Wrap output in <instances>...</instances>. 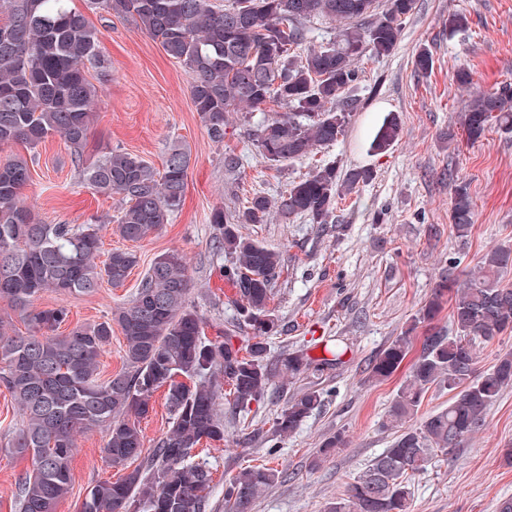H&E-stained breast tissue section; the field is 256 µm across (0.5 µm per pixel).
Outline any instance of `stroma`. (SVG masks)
I'll return each mask as SVG.
<instances>
[{
	"label": "stroma",
	"instance_id": "stroma-1",
	"mask_svg": "<svg viewBox=\"0 0 512 512\" xmlns=\"http://www.w3.org/2000/svg\"><path fill=\"white\" fill-rule=\"evenodd\" d=\"M457 13L467 17L469 29L453 35L448 17ZM90 20L112 70L101 83L87 156L118 147L159 169L170 144L178 141L190 150V166L184 204L170 224L131 244L105 227L117 213L118 197L79 180L62 140L38 147V162L23 191L25 204L47 224L103 225L104 250L130 248L139 260L123 285L38 299L41 308L66 306L70 325L102 321L130 302L153 259L176 250L186 257L192 279L189 306L205 318L208 336L223 335L239 315L236 290L224 279L226 258L213 247L211 211L237 208L256 193L277 199L289 182L324 162L343 173H370L339 200L335 223L320 226L298 216L244 226V234L285 259L271 301L280 324L270 343L272 354L337 337L350 347L348 362L332 375L323 406L275 452L254 439L272 426L282 404L274 396L245 415L224 406V440L201 455L213 473L207 512H224L225 482L260 464L285 476L259 495L253 512H325L396 436L384 420L406 373L371 382L369 361L407 329L424 336V328L413 322L445 275L449 258L461 257L458 271L464 274L487 250L512 244V134L492 131L476 143L448 142L474 93L512 83V0H414L392 53L359 61L361 80L350 92L358 108L343 135L306 158L277 165L261 158L253 132L258 123L282 113L279 103L250 115L234 114L223 142H213L194 110L183 65L127 22L108 23L95 14ZM423 49L433 57L426 73L414 66ZM463 69L472 77L466 87L456 81ZM387 116L397 118L402 134L387 150L372 152L370 143ZM228 153L241 159L236 171L224 168ZM459 182L467 184L475 202L474 227L464 240L455 237L449 220L451 188ZM18 420L10 395L0 387V512H15V483L28 466L4 451L6 432ZM336 434L344 436L345 447L310 469L317 448ZM106 441L102 429L79 436L73 486L56 512H78L97 481L119 477V470L102 459ZM509 448L512 387L492 406L479 433L416 476L412 512H499L512 500V464L504 458Z\"/></svg>",
	"mask_w": 512,
	"mask_h": 512
}]
</instances>
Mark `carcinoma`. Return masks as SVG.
Masks as SVG:
<instances>
[{
  "instance_id": "1",
  "label": "carcinoma",
  "mask_w": 512,
  "mask_h": 512,
  "mask_svg": "<svg viewBox=\"0 0 512 512\" xmlns=\"http://www.w3.org/2000/svg\"><path fill=\"white\" fill-rule=\"evenodd\" d=\"M413 6L414 0H387L376 15V0H228L224 6L217 0H86L83 12L69 0H0V147L21 142L35 149L48 139L62 140L83 183L121 197L112 231L139 242L170 223L182 205L190 154L170 146L161 172L121 148L85 156L98 100L90 71L102 75L112 67L87 12L131 23L187 69L195 111L216 143L224 141L233 112L260 111L271 100L287 108L255 130L260 156L280 163L300 160L344 133L357 109L343 103L360 78L355 61L367 52L389 55ZM320 18L344 26L327 45L312 47L308 23ZM460 128L472 142L494 129L512 134V84L477 94ZM400 134L398 122L385 119L372 150L386 149ZM34 163L36 158L23 155L0 163V302L27 325L19 334L0 320V386L22 417L6 450L30 461L17 483L16 508L56 512L71 489L77 436L101 428L107 432L102 453L124 474L93 485L79 512H206L212 472L195 457L202 441L224 440L215 371L224 373L230 404L241 412L271 391L284 397L268 440L276 448L323 405L327 393L315 384L290 393L289 385L306 373L320 380L339 369L347 348L326 345L322 356L296 350L270 357L269 339L279 327L270 301L284 258L240 231L243 224L269 220L271 202L257 193L246 205L227 212L215 208L209 217L216 249L229 255L224 280L237 289L239 315L251 331L246 344L235 346L228 329L206 336L204 318L187 304V262L174 250L155 257L133 299L111 318L58 333L69 309L39 308V297L121 285L138 257L116 249L100 260L102 225L39 221L21 200ZM368 178L366 171L342 174L335 163H324L289 183L277 210L285 219L330 224L337 200ZM473 216L467 186L454 185L450 220L457 238L471 234ZM511 272L512 246L500 245L483 254L463 280L448 273L416 322L432 325L446 303L454 335L426 334L413 357L414 337L407 331L376 354L368 369L374 381L409 363L387 415L397 436L327 512H409L413 478L436 453L461 447L483 429L488 411L512 387L511 350L498 354L489 368H477L480 346L512 333V285L504 283ZM114 323L125 341V368L103 379L100 358ZM433 385L453 393L448 406L410 423ZM161 387L172 425L144 457L139 419L153 409ZM343 445L339 433L328 438L311 466ZM138 458L139 465L128 469ZM279 479L280 471L263 465L242 469L224 484L225 512H253L261 491Z\"/></svg>"
}]
</instances>
